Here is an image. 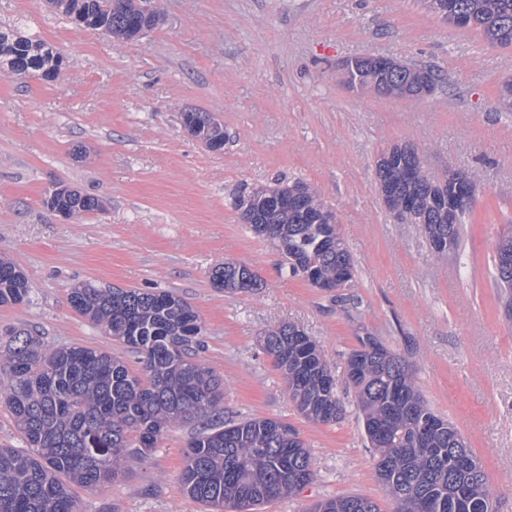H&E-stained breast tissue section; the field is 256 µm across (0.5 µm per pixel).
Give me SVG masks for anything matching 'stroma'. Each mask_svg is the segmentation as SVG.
I'll return each mask as SVG.
<instances>
[{"label":"stroma","instance_id":"obj_1","mask_svg":"<svg viewBox=\"0 0 512 512\" xmlns=\"http://www.w3.org/2000/svg\"><path fill=\"white\" fill-rule=\"evenodd\" d=\"M159 24L117 41L51 12L46 0H0V28L36 35L63 56L46 81L0 69V257L28 275V301L0 306V329L28 325L53 347L125 346L71 306L75 285L165 290L204 326L200 360L224 380V419L271 418L298 433L313 483L266 504L304 512L364 496L394 504L376 472L348 357L371 335L412 367L428 405L480 459L496 512H512V320L491 275L493 243L512 224V113L499 88L512 48L448 24L419 0H152ZM376 55L434 70L426 96L358 94L346 60ZM212 113L224 148L206 149L181 114ZM417 147L426 175H476V204L456 254L440 258L421 225L398 221L375 181L379 154ZM306 183L336 215L353 256L354 304L291 275L271 241L239 218L235 196ZM64 184L100 210L65 218L46 199ZM249 266L256 292L216 288L212 271ZM320 349L346 413L305 419L260 338L281 324ZM196 424L173 426L145 459L98 491L74 487L82 512H203L179 475Z\"/></svg>","mask_w":512,"mask_h":512}]
</instances>
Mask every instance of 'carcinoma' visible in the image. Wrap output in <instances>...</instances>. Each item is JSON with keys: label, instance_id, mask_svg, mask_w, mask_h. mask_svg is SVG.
Returning <instances> with one entry per match:
<instances>
[{"label": "carcinoma", "instance_id": "obj_1", "mask_svg": "<svg viewBox=\"0 0 512 512\" xmlns=\"http://www.w3.org/2000/svg\"><path fill=\"white\" fill-rule=\"evenodd\" d=\"M143 0H49L71 22L83 16L87 27L131 41L157 25L149 11L139 26ZM455 26L473 30L489 44L512 47V0H421ZM16 75L58 78L64 58L36 36L19 28L0 29V68ZM381 71L345 65V81L356 90L373 86ZM436 74L414 67L391 78L390 96L432 84ZM183 127L205 144L224 147V128L209 112L182 113ZM417 176L404 177L410 166ZM379 190L389 208L423 226L442 257L459 251L464 218L472 203L461 204L463 185L474 193L476 175L453 174L433 181L411 147L394 146L376 161ZM270 191L305 196V207L285 205L273 211ZM47 205L68 216L100 209L99 199L66 186L55 188ZM234 206L243 223L274 241L295 276L311 270L336 282L346 272L344 289L353 287L354 264L338 231L335 215L304 184H276L241 192ZM494 279L501 288L506 315L512 317V229L499 232L494 246ZM239 265L215 270L216 287L235 292ZM29 279L22 268L0 258V306L23 303ZM72 307L107 336L140 357L134 371L109 350L83 346L51 348L29 326L0 330V407L7 410L28 448H0V512H80L72 493L78 485L100 489L121 473L130 449L147 457L170 427L191 420L204 427L184 452L180 482L185 495L209 512H252L270 501L292 496L313 482L311 453L298 434L270 418L240 422L221 417L224 379L205 367L204 327L183 298L169 291L99 288L84 282L69 293ZM293 325L271 328L261 345L284 377L289 398L308 420L331 424L344 409L322 355L303 344ZM348 377L356 390L364 427L379 451L376 473L389 489L394 512H486L493 499L484 470L463 473L458 457L470 451L452 422L438 416L423 399L413 373L400 355L374 337L359 339L349 356ZM365 512H382L362 496L317 501L306 512H350L354 501Z\"/></svg>", "mask_w": 512, "mask_h": 512}]
</instances>
